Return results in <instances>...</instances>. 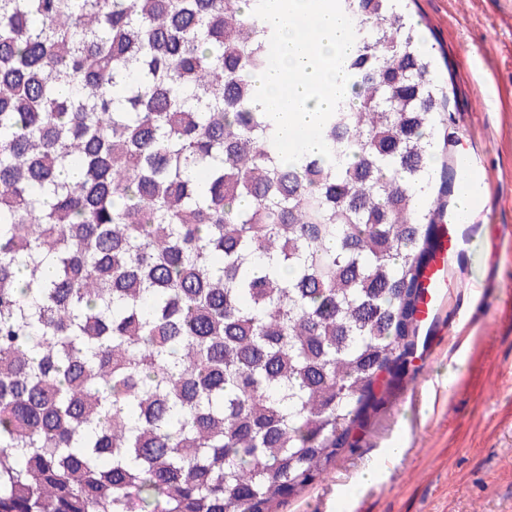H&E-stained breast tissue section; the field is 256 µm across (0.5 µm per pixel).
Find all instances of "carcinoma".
Segmentation results:
<instances>
[{"label": "carcinoma", "instance_id": "1", "mask_svg": "<svg viewBox=\"0 0 512 512\" xmlns=\"http://www.w3.org/2000/svg\"><path fill=\"white\" fill-rule=\"evenodd\" d=\"M258 0H0V512H278L410 363L457 138L404 0L330 161L278 160Z\"/></svg>", "mask_w": 512, "mask_h": 512}]
</instances>
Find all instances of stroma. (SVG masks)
Returning a JSON list of instances; mask_svg holds the SVG:
<instances>
[{
    "mask_svg": "<svg viewBox=\"0 0 512 512\" xmlns=\"http://www.w3.org/2000/svg\"><path fill=\"white\" fill-rule=\"evenodd\" d=\"M457 127L491 176L390 403L281 512H512V0H414ZM405 452L389 462L387 448ZM381 473L358 485L366 468Z\"/></svg>",
    "mask_w": 512,
    "mask_h": 512,
    "instance_id": "35a3bbf8",
    "label": "stroma"
}]
</instances>
